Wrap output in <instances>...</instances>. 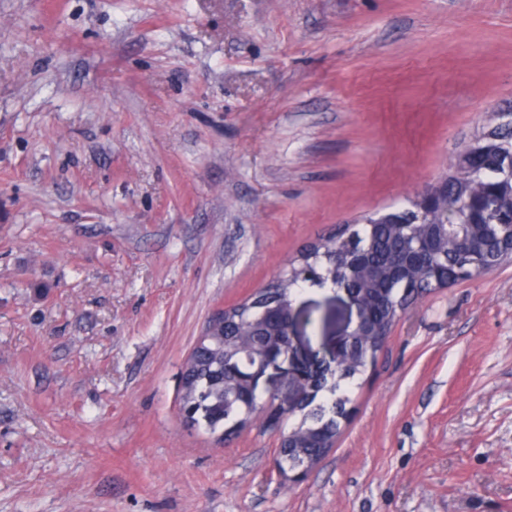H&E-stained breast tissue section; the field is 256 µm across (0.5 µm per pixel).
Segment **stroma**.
<instances>
[{
	"label": "stroma",
	"instance_id": "stroma-1",
	"mask_svg": "<svg viewBox=\"0 0 512 512\" xmlns=\"http://www.w3.org/2000/svg\"><path fill=\"white\" fill-rule=\"evenodd\" d=\"M512 106V0H0V512H512V265L424 293L291 483L190 427L206 322ZM325 353L343 291L294 300Z\"/></svg>",
	"mask_w": 512,
	"mask_h": 512
}]
</instances>
